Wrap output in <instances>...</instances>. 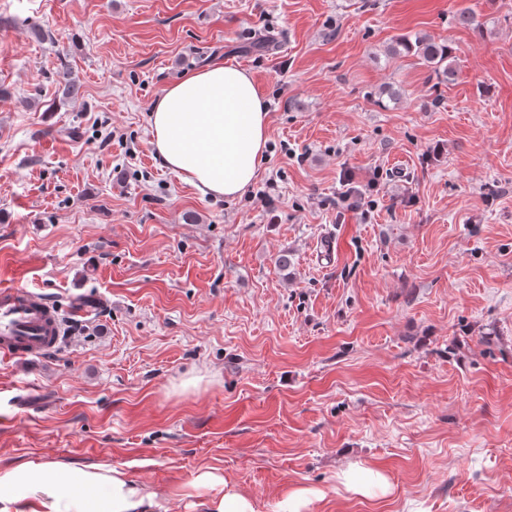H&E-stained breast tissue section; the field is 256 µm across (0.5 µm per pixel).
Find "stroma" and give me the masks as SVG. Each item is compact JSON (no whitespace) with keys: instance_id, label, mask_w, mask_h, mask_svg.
<instances>
[{"instance_id":"stroma-1","label":"stroma","mask_w":512,"mask_h":512,"mask_svg":"<svg viewBox=\"0 0 512 512\" xmlns=\"http://www.w3.org/2000/svg\"><path fill=\"white\" fill-rule=\"evenodd\" d=\"M415 34L451 44L452 81L392 55ZM223 62L269 114L232 200L163 165L148 122ZM17 280L64 326L0 361L1 462L109 465L157 512H193L203 470L256 512L297 488L307 512H512V0H0Z\"/></svg>"}]
</instances>
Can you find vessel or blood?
<instances>
[{
  "label": "vessel or blood",
  "instance_id": "vessel-or-blood-1",
  "mask_svg": "<svg viewBox=\"0 0 512 512\" xmlns=\"http://www.w3.org/2000/svg\"><path fill=\"white\" fill-rule=\"evenodd\" d=\"M58 308L20 284L0 286V360L38 356L60 342Z\"/></svg>",
  "mask_w": 512,
  "mask_h": 512
}]
</instances>
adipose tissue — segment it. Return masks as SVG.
<instances>
[{"label":"adipose tissue","instance_id":"adipose-tissue-1","mask_svg":"<svg viewBox=\"0 0 512 512\" xmlns=\"http://www.w3.org/2000/svg\"><path fill=\"white\" fill-rule=\"evenodd\" d=\"M164 164L202 193L233 198L255 181L268 141V111L250 75L215 64L169 86L149 116ZM212 488L202 512H255L224 477L202 471ZM160 493L117 468L0 464V512H156Z\"/></svg>","mask_w":512,"mask_h":512}]
</instances>
